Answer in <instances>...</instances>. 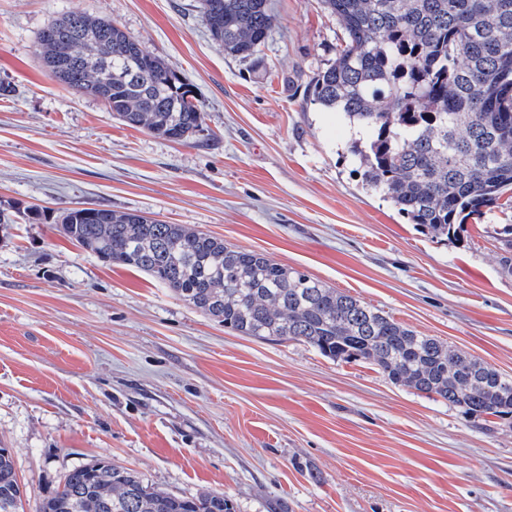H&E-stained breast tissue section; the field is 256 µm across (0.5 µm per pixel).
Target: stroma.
<instances>
[{
  "mask_svg": "<svg viewBox=\"0 0 512 512\" xmlns=\"http://www.w3.org/2000/svg\"><path fill=\"white\" fill-rule=\"evenodd\" d=\"M261 60L225 54L197 0H0V209L41 217L0 236V447L30 504L107 459L233 512H512V427L374 366L230 331L144 274L57 230L62 208L137 211L267 254L512 375L502 225L432 238L365 188L363 133L305 103L342 29L318 0H271ZM112 20L201 101L173 142L52 78L39 33L65 13Z\"/></svg>",
  "mask_w": 512,
  "mask_h": 512,
  "instance_id": "stroma-1",
  "label": "stroma"
}]
</instances>
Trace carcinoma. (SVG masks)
Segmentation results:
<instances>
[{"label": "carcinoma", "mask_w": 512, "mask_h": 512, "mask_svg": "<svg viewBox=\"0 0 512 512\" xmlns=\"http://www.w3.org/2000/svg\"><path fill=\"white\" fill-rule=\"evenodd\" d=\"M343 29L335 60L305 102L369 133L355 150L362 183L434 238L461 239L468 219L507 209L512 190V0H320ZM224 53L250 59L278 19L268 0H198ZM38 54L78 95L127 125L188 142L200 101L161 57L104 18L67 13L42 30ZM60 231L109 266L134 269L242 336L306 343L332 361L374 365L394 383L476 418L512 425V377L263 253L135 211L65 208ZM0 512H25L0 448ZM35 512H231L221 492L180 496L107 459L70 470Z\"/></svg>", "instance_id": "cac0c4a2"}]
</instances>
